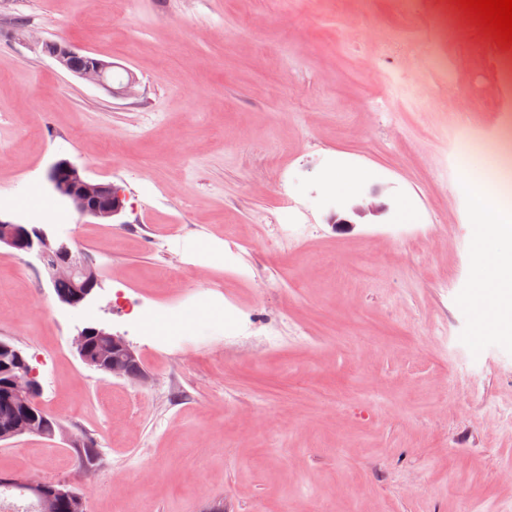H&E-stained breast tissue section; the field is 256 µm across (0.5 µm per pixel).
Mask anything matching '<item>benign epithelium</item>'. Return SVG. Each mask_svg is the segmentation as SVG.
I'll list each match as a JSON object with an SVG mask.
<instances>
[{"label": "benign epithelium", "instance_id": "7a95c632", "mask_svg": "<svg viewBox=\"0 0 512 512\" xmlns=\"http://www.w3.org/2000/svg\"><path fill=\"white\" fill-rule=\"evenodd\" d=\"M44 52L64 70L99 86H109L112 81V63L90 52L76 48L65 40H46ZM47 181L60 201L82 217H91L103 224H115L122 216L126 198L123 187L114 183L88 178L83 170L65 158L55 160L48 168ZM17 252L34 253L42 262L49 276V283L65 279L73 291L69 296H59L60 304L72 309L83 307L94 298L100 287L97 269L83 256L74 241L53 238L40 224H23L0 218V247ZM97 334L112 340V360L96 365L97 370L119 378L143 382V369H132L137 361L133 348L120 335L98 326H85L73 339V347L80 359H85L84 345L87 336ZM16 364L25 368L23 382H15L17 392L28 400L32 411L46 416L39 402L41 385L26 358L17 355ZM3 483L17 486L38 498L41 506L50 509L51 496L70 493V487L61 482L49 483L28 477H7Z\"/></svg>", "mask_w": 512, "mask_h": 512}]
</instances>
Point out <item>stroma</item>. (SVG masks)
<instances>
[{
    "label": "stroma",
    "instance_id": "1",
    "mask_svg": "<svg viewBox=\"0 0 512 512\" xmlns=\"http://www.w3.org/2000/svg\"><path fill=\"white\" fill-rule=\"evenodd\" d=\"M56 39L134 72L137 96L62 69ZM504 57L456 0H0V215L75 240L102 281L74 310L0 248V340L66 429L0 442V473L69 484L88 512H512V337L478 327L453 135L492 151ZM60 158L124 188L122 223L52 195ZM339 163L352 195L326 187ZM370 197L382 216L332 223ZM119 288L177 337L126 335L142 383L71 348L89 324L126 334ZM210 296L224 313L196 309Z\"/></svg>",
    "mask_w": 512,
    "mask_h": 512
}]
</instances>
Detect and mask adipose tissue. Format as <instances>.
<instances>
[{
    "mask_svg": "<svg viewBox=\"0 0 512 512\" xmlns=\"http://www.w3.org/2000/svg\"><path fill=\"white\" fill-rule=\"evenodd\" d=\"M470 186L473 220L479 228L476 254V297L482 316L479 324L501 334H512V207L503 204L486 179L493 158L475 160L462 155Z\"/></svg>",
    "mask_w": 512,
    "mask_h": 512,
    "instance_id": "ef3b65f1",
    "label": "adipose tissue"
}]
</instances>
